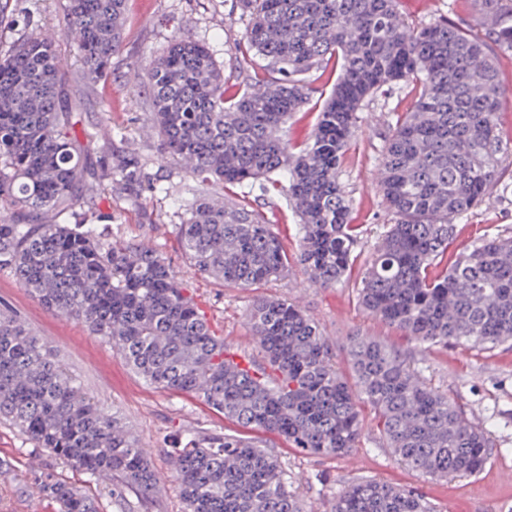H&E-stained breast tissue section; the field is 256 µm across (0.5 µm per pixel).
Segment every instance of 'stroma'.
<instances>
[{"label": "stroma", "mask_w": 512, "mask_h": 512, "mask_svg": "<svg viewBox=\"0 0 512 512\" xmlns=\"http://www.w3.org/2000/svg\"><path fill=\"white\" fill-rule=\"evenodd\" d=\"M34 2L40 28L58 34L66 76L76 80L80 58L75 45L60 35L65 0ZM398 7L408 22L418 26L442 18L479 30L491 25L490 19L479 14L475 0H399ZM125 13L123 39L112 55L108 74L82 95L80 104V130L98 138L104 153L138 156L148 176L149 186L135 202L116 192L89 191V204L109 217L112 238L137 240L157 249L185 282L214 332L226 344L254 358H261L262 353L248 311L259 298L280 296L299 299L333 342L336 368L342 375L351 373L345 350L350 336H374L414 350L400 329L362 309L357 286L389 220L376 187L388 126L397 114L412 110L417 90L395 86L365 103L359 113L357 132L339 169L352 204L351 221L357 226L343 282L333 288L309 285L308 274L296 259L297 218L286 193L264 199L257 188L245 185L236 187L235 195L264 204L275 231L288 247L291 262L281 278L252 285L227 284L200 275L185 257L178 226L184 217L182 204L191 197L194 183L166 159L158 132L148 118L143 85L152 61L180 37L207 44L225 75H239L244 63L235 58L231 46L244 32L247 17L239 0H126ZM334 83V78L324 74L317 78V94L288 124L292 141H302L315 128ZM497 234L512 237V194L495 191L458 224L452 250L462 252L473 241ZM0 304L47 342L103 411L118 416L150 448L160 475L156 496L144 504L134 492H127V512H183L178 481L168 464L169 453L193 438L239 433V426L196 397L150 385L113 349L111 341L47 309L5 273H0ZM414 352L425 377L447 389L473 422L496 417L499 429L488 463L477 475L454 479H432L408 469L384 447L377 418L365 405L359 408L360 439L344 456L306 455L282 437L260 433V440L279 455L303 500L315 512H330L337 493L356 479L412 490L424 496L435 512H512V347L480 350L451 344ZM44 472L68 478L94 495L102 490L100 482L36 451L23 435L0 425V512H59L54 501L33 488L36 477Z\"/></svg>", "instance_id": "1"}]
</instances>
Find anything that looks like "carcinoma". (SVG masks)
<instances>
[{
  "instance_id": "1",
  "label": "carcinoma",
  "mask_w": 512,
  "mask_h": 512,
  "mask_svg": "<svg viewBox=\"0 0 512 512\" xmlns=\"http://www.w3.org/2000/svg\"><path fill=\"white\" fill-rule=\"evenodd\" d=\"M476 2L494 20L484 33L446 21L411 26L397 0H242L248 23L233 49L269 64L240 83L224 77L205 44L174 40L145 86L168 159L199 192L179 225L190 264L243 285L288 272V250L269 217L243 200L217 205L202 196L211 185L251 181L265 196L287 188L310 282H340L354 225L339 164L357 113L394 85L418 84L413 110L389 124L379 188L391 222L362 277L361 303L419 346H512V238H482L448 260L456 221L509 189L495 53H512V0ZM21 10L31 33L0 46V211L8 216L0 221V272L111 340L148 383L196 396L242 428L277 434L305 454L342 455L360 436L362 401L378 413L403 465L433 478L479 472L496 419L474 425L405 354L372 336L351 337L353 389L299 303L265 297L249 312L259 364L213 333L157 250L97 231L103 216L86 204L88 188L136 201L144 164L117 155L88 168L97 140L78 135L80 112L55 38L39 30L28 6ZM65 12L63 35L77 44L82 78L94 84L122 41L125 0H67ZM337 68L318 124L303 145H292L288 121L317 92L306 75ZM0 423L108 482L114 504L129 490L148 497L158 484L148 449L7 310L0 311ZM170 461L186 512H307L284 464L256 440L194 438ZM35 488L60 512H100L68 479L45 473ZM331 512L435 510L410 490L357 480Z\"/></svg>"
}]
</instances>
